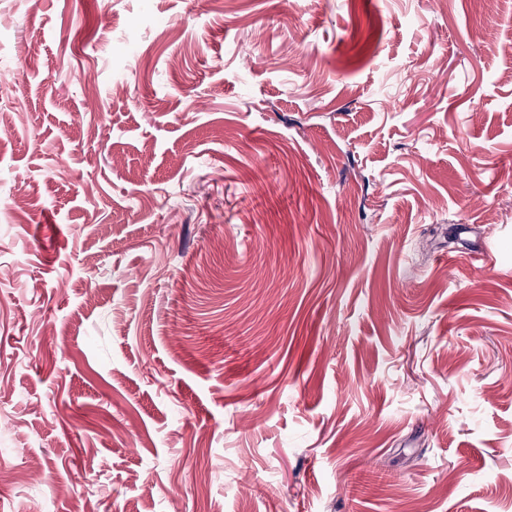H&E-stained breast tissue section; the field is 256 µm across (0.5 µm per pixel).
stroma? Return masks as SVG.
I'll list each match as a JSON object with an SVG mask.
<instances>
[{
  "label": "stroma",
  "instance_id": "stroma-1",
  "mask_svg": "<svg viewBox=\"0 0 512 512\" xmlns=\"http://www.w3.org/2000/svg\"><path fill=\"white\" fill-rule=\"evenodd\" d=\"M0 83V512H512V0H0Z\"/></svg>",
  "mask_w": 512,
  "mask_h": 512
}]
</instances>
